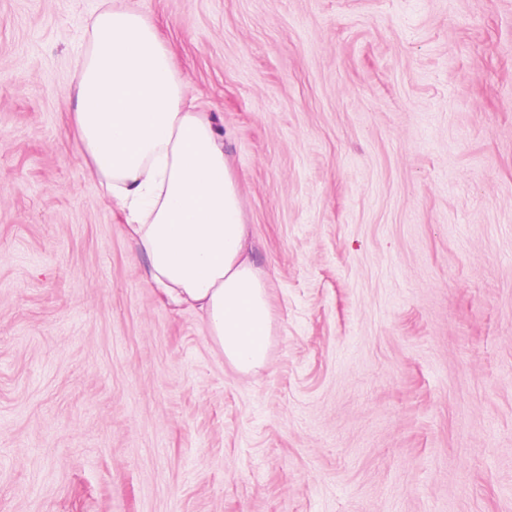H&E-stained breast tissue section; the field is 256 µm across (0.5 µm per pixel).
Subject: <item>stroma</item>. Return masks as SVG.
<instances>
[{"instance_id": "35a3bbf8", "label": "stroma", "mask_w": 512, "mask_h": 512, "mask_svg": "<svg viewBox=\"0 0 512 512\" xmlns=\"http://www.w3.org/2000/svg\"><path fill=\"white\" fill-rule=\"evenodd\" d=\"M132 4L224 134L272 342L225 362L101 198V0H0V512H512V0Z\"/></svg>"}]
</instances>
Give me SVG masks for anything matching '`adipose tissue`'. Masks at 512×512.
Masks as SVG:
<instances>
[{"label":"adipose tissue","mask_w":512,"mask_h":512,"mask_svg":"<svg viewBox=\"0 0 512 512\" xmlns=\"http://www.w3.org/2000/svg\"><path fill=\"white\" fill-rule=\"evenodd\" d=\"M88 29L73 71L81 154L124 212L148 285L197 312L236 370L254 371L267 358L271 306L224 136L139 11L103 5Z\"/></svg>","instance_id":"1"}]
</instances>
